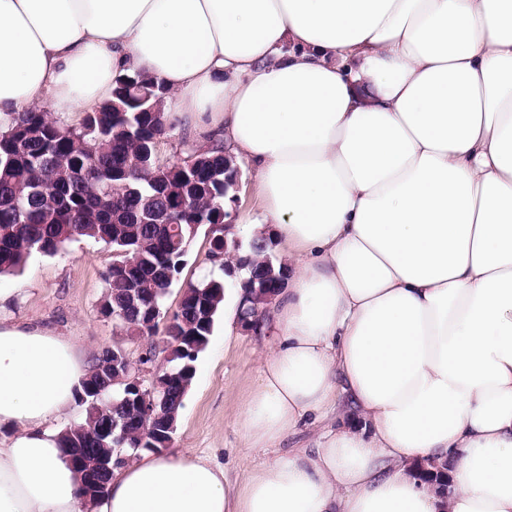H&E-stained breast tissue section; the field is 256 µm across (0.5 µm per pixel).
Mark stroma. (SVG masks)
I'll return each mask as SVG.
<instances>
[{
  "label": "stroma",
  "instance_id": "stroma-1",
  "mask_svg": "<svg viewBox=\"0 0 512 512\" xmlns=\"http://www.w3.org/2000/svg\"><path fill=\"white\" fill-rule=\"evenodd\" d=\"M208 251L209 229L203 226L170 289L167 311L177 310L188 284L214 271ZM112 260L111 248L90 238L71 241L54 255L33 254L22 274L0 278V320L51 331L95 352L115 348L138 358L147 338L130 334L100 310L104 274ZM266 348L262 334L242 330L228 338L223 323H216L195 363L190 402L177 423L173 450L206 458L224 466L231 477L246 479L257 459L247 453L233 416L258 382Z\"/></svg>",
  "mask_w": 512,
  "mask_h": 512
}]
</instances>
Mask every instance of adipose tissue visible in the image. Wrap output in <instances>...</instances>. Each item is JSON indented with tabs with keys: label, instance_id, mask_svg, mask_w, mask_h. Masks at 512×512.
<instances>
[{
	"label": "adipose tissue",
	"instance_id": "obj_1",
	"mask_svg": "<svg viewBox=\"0 0 512 512\" xmlns=\"http://www.w3.org/2000/svg\"><path fill=\"white\" fill-rule=\"evenodd\" d=\"M131 71L259 183L239 231L288 285L234 422L265 458L143 452L85 503L47 423L93 359L0 322V512H512V0H0V116Z\"/></svg>",
	"mask_w": 512,
	"mask_h": 512
}]
</instances>
